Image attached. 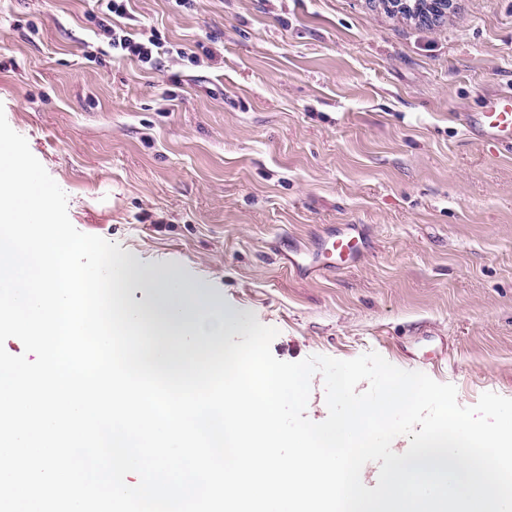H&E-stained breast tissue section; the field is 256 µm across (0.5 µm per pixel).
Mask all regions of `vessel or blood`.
<instances>
[{
	"instance_id": "b4317fda",
	"label": "vessel or blood",
	"mask_w": 512,
	"mask_h": 512,
	"mask_svg": "<svg viewBox=\"0 0 512 512\" xmlns=\"http://www.w3.org/2000/svg\"><path fill=\"white\" fill-rule=\"evenodd\" d=\"M466 130L512 149V93L490 97L483 111L468 116ZM363 249L360 232L348 224L320 237L309 249L296 252L289 263L294 269L316 273L348 269L355 266Z\"/></svg>"
}]
</instances>
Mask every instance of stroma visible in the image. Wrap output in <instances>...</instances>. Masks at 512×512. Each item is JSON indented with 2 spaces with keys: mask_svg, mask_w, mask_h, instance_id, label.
Listing matches in <instances>:
<instances>
[{
  "mask_svg": "<svg viewBox=\"0 0 512 512\" xmlns=\"http://www.w3.org/2000/svg\"><path fill=\"white\" fill-rule=\"evenodd\" d=\"M94 0H0V110L80 232L276 328L275 358L377 352L512 398V152L465 118L512 90V0L439 24L379 0H130L121 24L185 48L97 49ZM175 100H168V93ZM359 225L353 268L294 250Z\"/></svg>",
  "mask_w": 512,
  "mask_h": 512,
  "instance_id": "stroma-1",
  "label": "stroma"
}]
</instances>
